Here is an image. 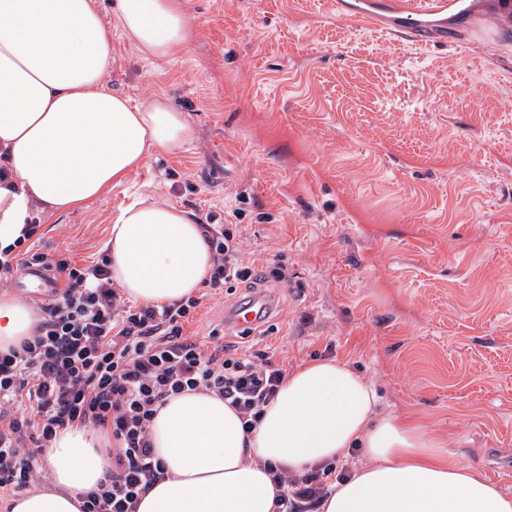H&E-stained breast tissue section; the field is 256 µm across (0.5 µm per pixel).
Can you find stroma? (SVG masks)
I'll return each instance as SVG.
<instances>
[{
	"label": "stroma",
	"mask_w": 512,
	"mask_h": 512,
	"mask_svg": "<svg viewBox=\"0 0 512 512\" xmlns=\"http://www.w3.org/2000/svg\"><path fill=\"white\" fill-rule=\"evenodd\" d=\"M468 4L482 33L433 49L329 0H185L188 45L161 66L113 32L106 86L167 98L197 136L76 212L35 216L38 250L92 261L143 194L218 224L243 197L245 258L288 282L260 284L270 318L227 340L289 370L347 362L380 414L419 417L512 491V10ZM246 295H209L186 334Z\"/></svg>",
	"instance_id": "35a3bbf8"
}]
</instances>
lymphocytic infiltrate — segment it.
<instances>
[{
    "label": "lymphocytic infiltrate",
    "instance_id": "1",
    "mask_svg": "<svg viewBox=\"0 0 512 512\" xmlns=\"http://www.w3.org/2000/svg\"><path fill=\"white\" fill-rule=\"evenodd\" d=\"M242 216L235 207L225 211L223 223H201L213 258L209 288L287 283L280 263L261 271L245 263ZM34 264L63 274L67 283L41 305L35 335L0 352V490L16 494L35 486L37 457L60 430L102 428L112 434V466L79 494L81 512H136L142 495L164 475L150 426L170 396L205 390L238 412L244 430L259 424L286 370L269 352L225 343L222 330L212 329L205 342L186 335L185 324L202 305L199 297L140 304L116 288L109 257L80 267L67 257L11 248L0 251V282ZM352 471L347 462L302 474L269 467L277 488L275 512H317Z\"/></svg>",
    "mask_w": 512,
    "mask_h": 512
}]
</instances>
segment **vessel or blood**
<instances>
[{"label":"vessel or blood","instance_id":"b4317fda","mask_svg":"<svg viewBox=\"0 0 512 512\" xmlns=\"http://www.w3.org/2000/svg\"><path fill=\"white\" fill-rule=\"evenodd\" d=\"M450 10L463 18L465 26L480 30V22L466 0H336V11L341 17L422 47L445 45L455 40L456 27L446 19ZM387 13L394 16L389 25L383 22ZM22 286L31 296L44 298L50 294L52 279L42 268L33 267L28 270ZM261 321L260 312L250 304L236 307L230 316L231 324L243 331L256 328Z\"/></svg>","mask_w":512,"mask_h":512}]
</instances>
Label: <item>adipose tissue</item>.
<instances>
[{
  "instance_id": "ef3b65f1",
  "label": "adipose tissue",
  "mask_w": 512,
  "mask_h": 512,
  "mask_svg": "<svg viewBox=\"0 0 512 512\" xmlns=\"http://www.w3.org/2000/svg\"><path fill=\"white\" fill-rule=\"evenodd\" d=\"M116 30L161 65L186 48L190 17L183 0H116L108 23L93 0H0V249L35 214L71 213L194 139L166 98L134 106L105 87ZM105 247L123 296L146 304L195 294L212 267L197 215L142 196L119 211ZM39 321L23 299L0 292V352L33 336ZM150 432L164 476L137 512H274L266 463L302 473L355 448L367 464L319 512H512V492L422 424L380 415L372 386L339 360L288 373L252 432L223 399L190 390L158 409ZM110 443L102 429L57 433L40 458L51 484L15 498L12 512H79V493L110 464Z\"/></svg>"
}]
</instances>
